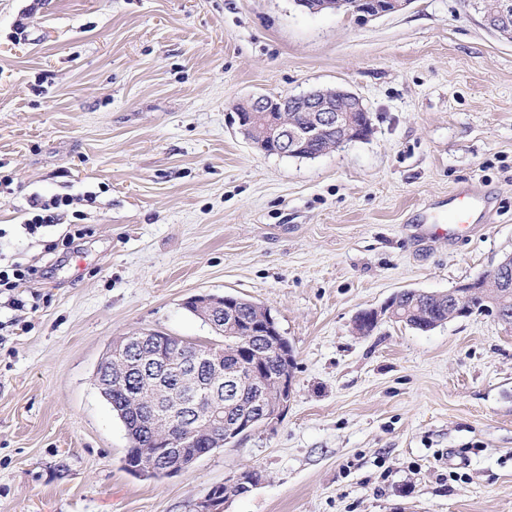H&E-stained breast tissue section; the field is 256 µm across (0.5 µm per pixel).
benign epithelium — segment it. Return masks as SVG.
Segmentation results:
<instances>
[{
	"label": "benign epithelium",
	"mask_w": 512,
	"mask_h": 512,
	"mask_svg": "<svg viewBox=\"0 0 512 512\" xmlns=\"http://www.w3.org/2000/svg\"><path fill=\"white\" fill-rule=\"evenodd\" d=\"M295 4L311 14L334 13L352 17L360 23L373 18L398 13L406 9L413 0H294ZM473 7L481 14L485 25L498 36L512 41V0H473ZM367 111L362 98L344 88H317L299 95H261L239 103L235 112L239 125H249L261 136L255 145L268 154H283L295 146L309 141L326 140L333 134L341 135L335 149L358 136L353 130L352 114ZM289 112H303L306 120L297 123L288 118ZM512 258H507L490 269L483 277L460 284L446 292L450 317H466L472 307L467 301L474 297L489 300L490 290L512 286ZM197 311L219 334L232 336L243 347L250 337L259 336V327L252 324L241 328L236 324L235 311L227 310L225 298L197 295L194 297ZM229 311V320H224V311ZM395 306L387 302L381 310H365L355 316V330L364 335L367 326L377 325L383 313L394 315ZM168 335L141 330L134 335L118 336L108 346L96 368V386L107 399H112L115 389L127 390L132 382L128 379L125 363L115 358L129 355L138 359L144 373L155 377V384L168 372L170 359L165 352ZM180 377L188 399L180 407L179 419L182 433L175 434L169 427H161L163 407L154 393L143 396L140 392L128 394L133 409L140 411L143 424L150 430L154 446L165 448L169 458L158 459L142 454L137 470L146 476L169 477L188 471L198 461L199 455L189 454L184 446L200 439L208 440L211 446L224 444V433L231 436L248 432L260 425H270L280 419L292 398L293 377L285 374L277 378V393H261L253 411L225 415L224 402H233L236 388L232 381H224V344L213 342L195 357L182 360ZM224 485L211 489L200 501L195 512H222Z\"/></svg>",
	"instance_id": "1"
}]
</instances>
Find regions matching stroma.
Returning <instances> with one entry per match:
<instances>
[{"label": "stroma", "instance_id": "35a3bbf8", "mask_svg": "<svg viewBox=\"0 0 512 512\" xmlns=\"http://www.w3.org/2000/svg\"><path fill=\"white\" fill-rule=\"evenodd\" d=\"M341 87L373 133L313 159L241 134L251 96ZM491 199L468 237L427 235L461 187ZM74 198L89 234L43 252L28 200ZM0 512H512V327L483 312L422 332L358 312L442 293L512 254V42L470 0L360 24L293 0H0ZM270 309L294 352L274 424L185 474L138 478L94 384L114 337L216 334L184 303ZM11 269L0 270V291L9 292L13 288H16L17 281H21L23 279H31L36 277L39 274V269L32 265L25 266L22 264H14ZM3 288V289H2ZM252 470L241 472L233 481L224 482L223 484L214 486L209 492L208 496L200 501L197 506L195 512H221L223 510V504L228 500L227 497L224 496V493L227 492V488L225 485H233V483L239 481H244L242 478L246 473H252Z\"/></svg>", "mask_w": 512, "mask_h": 512}]
</instances>
